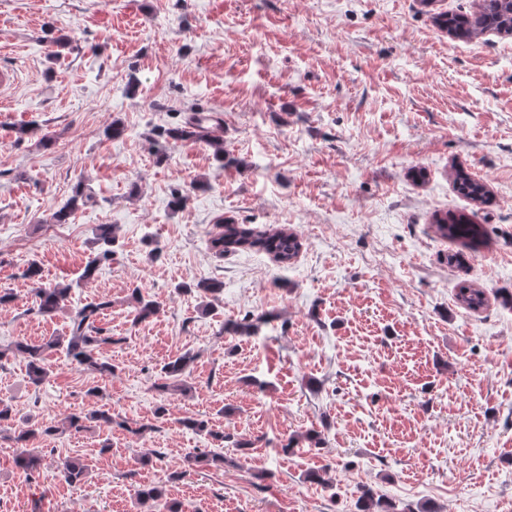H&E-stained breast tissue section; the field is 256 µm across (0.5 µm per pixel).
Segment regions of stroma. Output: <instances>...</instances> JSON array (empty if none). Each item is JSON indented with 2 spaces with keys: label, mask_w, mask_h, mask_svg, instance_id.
<instances>
[{
  "label": "stroma",
  "mask_w": 512,
  "mask_h": 512,
  "mask_svg": "<svg viewBox=\"0 0 512 512\" xmlns=\"http://www.w3.org/2000/svg\"><path fill=\"white\" fill-rule=\"evenodd\" d=\"M470 3L0 0V62L17 74L0 85V290L15 295L0 348L66 335L69 309L104 296L99 326L116 338L99 349L109 377L60 348L39 386L24 358L0 361L16 416L0 432V512L35 499L41 512H140L142 485L163 491L153 512H357L363 486L395 512H512V35L464 42L435 25ZM192 108L221 114L229 165L202 141L152 145V128ZM31 123L50 147L19 137ZM455 167L488 202L454 189ZM197 179L207 189L172 208ZM78 187L90 202L52 227ZM445 213L482 224L484 244L439 237ZM220 219L288 228L301 251L216 256ZM100 224L115 254L85 281ZM33 262L76 282L66 311L36 312ZM203 279L223 282L219 297L175 291ZM465 283L486 292L481 311L457 302ZM135 287L161 305L141 323ZM265 313L255 335L226 330ZM186 353L189 393L156 390ZM103 405L115 427L66 430ZM187 416L226 441L184 429ZM17 428L39 432L36 475L14 464ZM200 453L225 462L189 465ZM69 459L88 467L80 484L62 476Z\"/></svg>",
  "instance_id": "stroma-1"
}]
</instances>
